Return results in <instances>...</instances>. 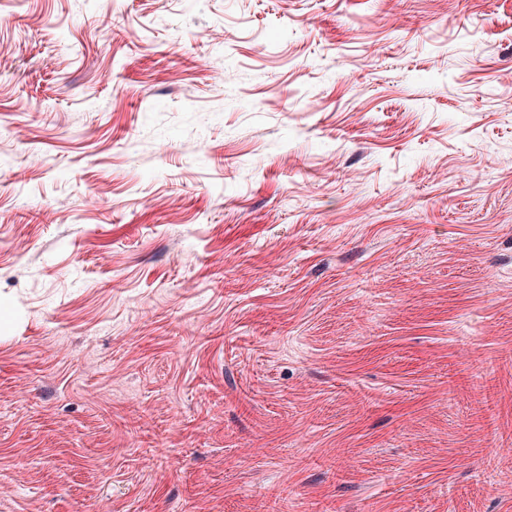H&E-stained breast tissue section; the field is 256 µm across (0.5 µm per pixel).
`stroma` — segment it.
I'll use <instances>...</instances> for the list:
<instances>
[{
  "label": "stroma",
  "instance_id": "35a3bbf8",
  "mask_svg": "<svg viewBox=\"0 0 512 512\" xmlns=\"http://www.w3.org/2000/svg\"><path fill=\"white\" fill-rule=\"evenodd\" d=\"M504 97L512 0H0V512H512Z\"/></svg>",
  "mask_w": 512,
  "mask_h": 512
}]
</instances>
